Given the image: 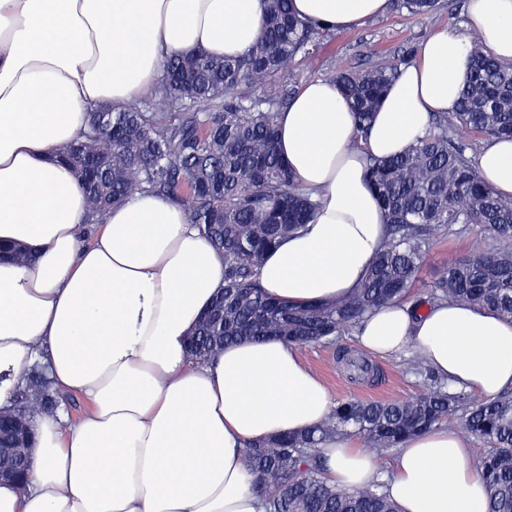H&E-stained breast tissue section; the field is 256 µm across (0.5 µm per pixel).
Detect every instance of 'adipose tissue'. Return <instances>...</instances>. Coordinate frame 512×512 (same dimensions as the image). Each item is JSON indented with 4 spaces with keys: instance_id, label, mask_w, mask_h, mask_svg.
Instances as JSON below:
<instances>
[{
    "instance_id": "adipose-tissue-1",
    "label": "adipose tissue",
    "mask_w": 512,
    "mask_h": 512,
    "mask_svg": "<svg viewBox=\"0 0 512 512\" xmlns=\"http://www.w3.org/2000/svg\"><path fill=\"white\" fill-rule=\"evenodd\" d=\"M267 0H0V242L30 262L0 260V411L13 409L27 365L83 396L76 423L35 414L24 487L0 482V512H262L248 443L310 430L333 408L321 379L281 340L230 345L196 364L188 340L224 286V257L183 210L150 191L112 208L82 240L84 191L60 154L90 112L149 92L174 51L244 54ZM303 19L336 30L385 15L389 0H292ZM512 64V0H468L462 29L442 28L402 69L359 138L328 79L306 82L278 117L280 150L317 202L314 218L258 269L291 305L330 303L360 288L385 216L369 159L422 137L455 112L472 37ZM476 168L512 195V141H492ZM380 356L420 354L440 376L485 396L512 387V322L466 303L384 306L356 331ZM329 484L384 480L400 512H485L482 478L458 431L406 440L389 474L358 439L320 450Z\"/></svg>"
}]
</instances>
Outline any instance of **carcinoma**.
<instances>
[{"label":"carcinoma","mask_w":512,"mask_h":512,"mask_svg":"<svg viewBox=\"0 0 512 512\" xmlns=\"http://www.w3.org/2000/svg\"><path fill=\"white\" fill-rule=\"evenodd\" d=\"M291 0H268L260 39L238 57L202 52L172 54L147 98L149 111L103 107L90 113V131L64 153L88 194L90 224L102 211L138 190L179 203L216 249L224 253V289L203 316L190 354L205 361L220 344L276 337L290 344L333 345L364 316L407 299L439 236L475 229L492 247L448 258V265L417 299L420 304L466 301L512 321V197L497 195L478 174L459 130L512 139V66L485 55L472 37L471 67L457 112L431 120L426 135L389 159H370L368 175L386 216L377 260L357 292L328 304L290 306L268 296L257 268L279 239L307 224L316 203L294 180L277 147L276 119L288 105L284 79L298 55L313 58L336 38V29L296 16ZM412 15H428L438 0H395ZM408 59L386 58L369 70L333 75L350 101L360 137L372 113ZM348 377L378 369L363 356L343 354ZM406 371L433 381L410 399L348 400L303 434L250 443L246 458L258 476L264 512H399L377 482L338 489L322 474L321 445L352 433L377 456L392 455L409 436L449 418L486 444L478 459L487 512H512V389L492 397L455 387L413 354ZM36 395L37 410L53 413L59 396L39 372L29 374L18 397ZM0 414V448L13 447L16 422ZM26 479L25 454L0 467Z\"/></svg>","instance_id":"1"}]
</instances>
